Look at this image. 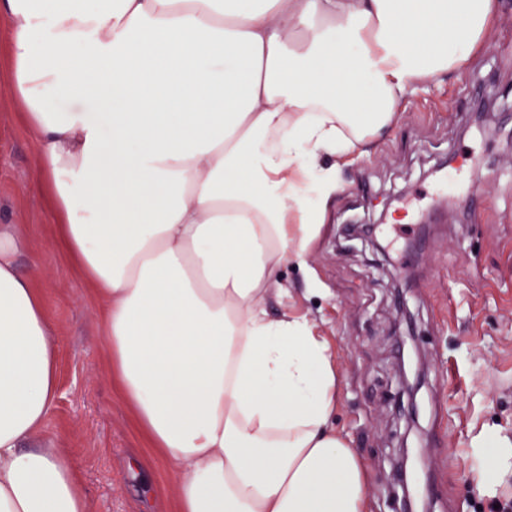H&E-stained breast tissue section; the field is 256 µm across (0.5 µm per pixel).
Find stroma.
I'll use <instances>...</instances> for the list:
<instances>
[{
    "instance_id": "1",
    "label": "stroma",
    "mask_w": 512,
    "mask_h": 512,
    "mask_svg": "<svg viewBox=\"0 0 512 512\" xmlns=\"http://www.w3.org/2000/svg\"><path fill=\"white\" fill-rule=\"evenodd\" d=\"M465 74L418 86L399 119L377 131L366 155L343 166L342 190L310 246L308 268L278 272L289 305L317 325L336 356L331 424L369 470L370 512H400L395 462L401 330L391 276L410 273L404 303L414 316L411 343L425 370L417 396L419 430L411 449L414 483L432 512H495L512 507V480L485 489L484 457L471 442L482 430L512 437V149L468 118L479 93L494 94L491 122L512 132V0ZM0 17V225L33 232L19 257L54 324L58 397L32 446L55 449L78 471L89 512H177L170 471L137 434L116 395L101 343L99 303L58 241L56 219L36 174L24 106L9 84L10 47ZM481 167L489 192L468 205L455 194L433 200L437 174ZM391 214L380 249L349 245L344 229ZM438 212L429 232L414 213Z\"/></svg>"
}]
</instances>
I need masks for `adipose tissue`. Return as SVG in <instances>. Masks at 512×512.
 Wrapping results in <instances>:
<instances>
[{"label": "adipose tissue", "instance_id": "adipose-tissue-1", "mask_svg": "<svg viewBox=\"0 0 512 512\" xmlns=\"http://www.w3.org/2000/svg\"><path fill=\"white\" fill-rule=\"evenodd\" d=\"M11 84L112 380L177 473L179 512H368L329 420L336 365L282 309L338 169L420 83L461 69L499 0H0ZM74 101L55 111L51 97ZM94 101L105 123L81 108ZM0 225V512H87L26 442L57 394L53 325Z\"/></svg>", "mask_w": 512, "mask_h": 512}]
</instances>
